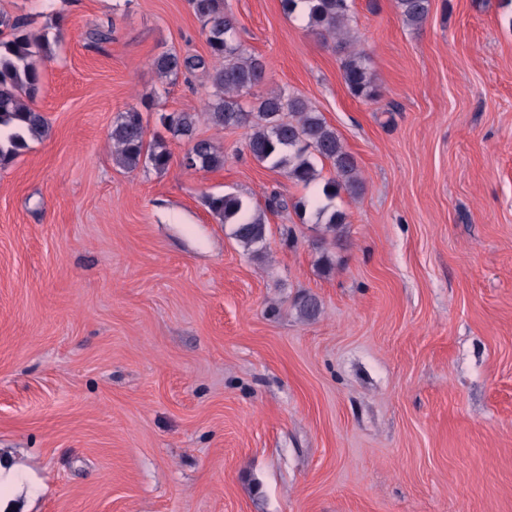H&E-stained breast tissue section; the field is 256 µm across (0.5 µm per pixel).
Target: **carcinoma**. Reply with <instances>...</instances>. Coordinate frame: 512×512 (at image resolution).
Listing matches in <instances>:
<instances>
[{
    "mask_svg": "<svg viewBox=\"0 0 512 512\" xmlns=\"http://www.w3.org/2000/svg\"><path fill=\"white\" fill-rule=\"evenodd\" d=\"M195 14L207 29L210 58L222 65L210 72L212 91L204 118L221 129H249L247 148L258 163L279 169L297 184L308 185L320 176L315 161H327L335 176L328 180L322 195L308 202L297 201L293 209L306 214L310 206L326 231L338 235L344 216L332 202L344 191L360 193L363 179L355 156L347 150L336 131L327 124L312 104L298 93L282 89L261 90L266 81L265 65L249 52L237 37L233 18L224 12V0H190ZM308 5L307 19L323 39L336 44L342 56V75L350 92L372 99L378 90L365 65V57L355 49L350 35V0H283L292 13L296 5ZM404 25L418 29L427 21L431 0H396ZM57 38L44 32L28 33L19 19L0 16V164H8L28 147V142L43 140L51 133L44 113L33 107L41 88L38 61L52 55ZM208 65L199 56L181 57L166 52L153 60V68L162 78L175 80L181 74ZM162 127L173 137L190 144L183 157L188 169L213 170L224 166V156L211 142L196 139L197 117L189 112H164ZM111 139L116 159L126 168L148 163L155 169L168 167L171 153L158 141L146 140L141 111L131 107L120 113L112 126ZM208 209L223 223L232 225L233 238L249 250L266 237L265 212L252 209L242 197L233 194L209 196Z\"/></svg>",
    "mask_w": 512,
    "mask_h": 512,
    "instance_id": "obj_1",
    "label": "carcinoma"
}]
</instances>
